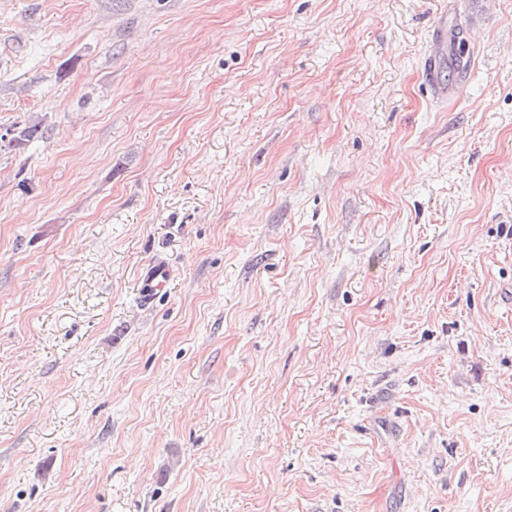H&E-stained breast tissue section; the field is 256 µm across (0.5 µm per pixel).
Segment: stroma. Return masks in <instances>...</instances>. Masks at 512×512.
Wrapping results in <instances>:
<instances>
[{
  "label": "stroma",
  "instance_id": "obj_1",
  "mask_svg": "<svg viewBox=\"0 0 512 512\" xmlns=\"http://www.w3.org/2000/svg\"><path fill=\"white\" fill-rule=\"evenodd\" d=\"M33 120L0 512H512V0H0Z\"/></svg>",
  "mask_w": 512,
  "mask_h": 512
}]
</instances>
